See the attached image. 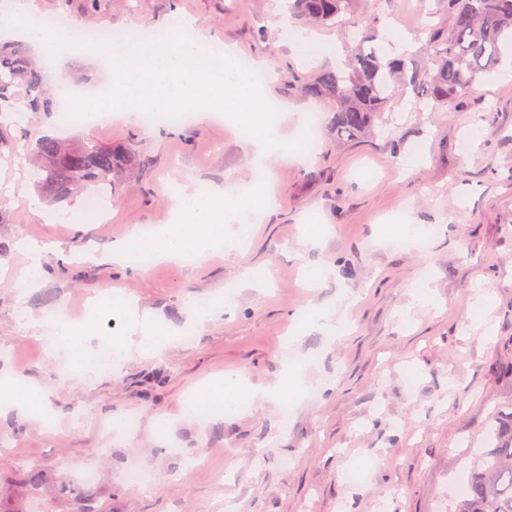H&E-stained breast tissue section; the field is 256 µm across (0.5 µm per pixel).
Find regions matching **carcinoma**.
<instances>
[{
  "label": "carcinoma",
  "instance_id": "obj_1",
  "mask_svg": "<svg viewBox=\"0 0 512 512\" xmlns=\"http://www.w3.org/2000/svg\"><path fill=\"white\" fill-rule=\"evenodd\" d=\"M358 0H293L292 11L307 25H341ZM446 23L424 29L434 53L420 64L384 60L375 50L360 49L346 71L322 69L303 79L300 92L333 104L330 132L338 140L353 139L371 129L377 113L385 111L398 91L417 89L431 110L456 102L494 70L501 46L512 40V0H441ZM59 98L45 89L40 70L17 43H0V119L10 116L20 125L26 112H50ZM36 185L52 200H65L84 187L103 191L112 175L141 160L123 146L103 145L88 138L64 145L40 137L32 143ZM492 444L474 455L466 488L454 512H512V412L491 425ZM24 485L37 496L45 485L34 466L23 474L0 470V512H29L28 504L3 496L4 481ZM56 496L80 502L79 512H107L79 479L63 474L52 485Z\"/></svg>",
  "mask_w": 512,
  "mask_h": 512
}]
</instances>
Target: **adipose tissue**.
I'll return each instance as SVG.
<instances>
[{
	"label": "adipose tissue",
	"mask_w": 512,
	"mask_h": 512,
	"mask_svg": "<svg viewBox=\"0 0 512 512\" xmlns=\"http://www.w3.org/2000/svg\"><path fill=\"white\" fill-rule=\"evenodd\" d=\"M269 203L267 192L255 194L251 199H233L222 192L208 196L183 192L176 201L178 222L169 229L152 237L131 235L128 241L113 247L114 261H121L127 247L134 246L150 253L155 258L190 261L198 259L215 249L224 240V228L229 224H247ZM101 306H93L84 317L64 325L69 341L66 345L67 359L82 369L84 374L96 370V355L87 347L97 336ZM171 341L163 328L152 324L142 326L137 341L116 336L112 339V350L119 360H126L131 352L142 355L161 353ZM246 397V388L240 378L218 375L208 381L197 396L186 406V414L195 416L213 410L223 413L238 408Z\"/></svg>",
	"instance_id": "1"
}]
</instances>
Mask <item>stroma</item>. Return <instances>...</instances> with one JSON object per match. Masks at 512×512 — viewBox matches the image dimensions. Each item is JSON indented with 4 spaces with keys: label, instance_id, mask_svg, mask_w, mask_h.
Wrapping results in <instances>:
<instances>
[{
    "label": "stroma",
    "instance_id": "stroma-1",
    "mask_svg": "<svg viewBox=\"0 0 512 512\" xmlns=\"http://www.w3.org/2000/svg\"><path fill=\"white\" fill-rule=\"evenodd\" d=\"M360 0L381 38L406 29L410 55L426 59L424 28L443 19L428 0ZM68 24L160 30L188 20L251 61L267 60L269 103L283 151L265 170L252 162L243 128L221 113L179 128L144 127L137 114L100 126L59 128L56 114L33 130L71 142H126L148 162L115 177L107 221L79 223L71 202L38 194L21 157L27 140L0 127V374L39 388L44 411L0 410L11 467L37 463L56 477L88 469L110 512H449L495 415L512 411V52L460 107L427 109L399 93L363 137L337 142L325 127L330 102L304 100L297 81L338 67L355 44L343 27L282 29L281 0H37ZM321 129L315 153L300 137L309 113ZM264 174L272 200L249 226L244 253L216 250L196 262L136 270L112 260L113 245L164 225L183 186L221 191ZM321 216L307 244L309 213ZM413 224L417 242L383 237ZM22 241L42 249L28 273ZM324 274L309 282L306 272ZM113 292L101 335L138 336L143 322L175 336L160 355H132L82 378L63 351L47 348L38 323L84 313ZM490 302L475 308L477 295ZM226 297L234 314L199 321L189 304ZM351 298L342 330L307 323ZM301 386L280 403L286 370ZM243 377L254 397L232 413L191 418L184 401L211 376ZM137 418L130 434L113 421ZM153 471L140 491L131 463Z\"/></svg>",
    "mask_w": 512,
    "mask_h": 512
}]
</instances>
